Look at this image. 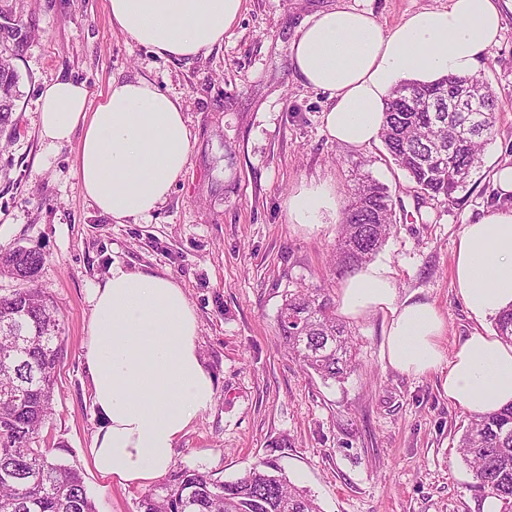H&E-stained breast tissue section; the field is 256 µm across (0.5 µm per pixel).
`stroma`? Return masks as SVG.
Masks as SVG:
<instances>
[{
  "mask_svg": "<svg viewBox=\"0 0 512 512\" xmlns=\"http://www.w3.org/2000/svg\"><path fill=\"white\" fill-rule=\"evenodd\" d=\"M9 2L34 33L16 62L18 131L0 135V248L35 247L45 257L36 285L65 328L48 433L58 456L82 472L96 512H137L144 493L90 464L101 419L85 326L89 297L115 264L171 276L197 315L215 399L177 441L174 463L230 481L273 457L323 512H483L485 495L458 450L470 414L448 400L438 374L386 366L382 314L353 321L359 366L340 385L305 373L275 324L289 282L338 293L337 227L356 176L366 173L395 204L396 228L376 259L392 268L400 297L438 308L447 348L476 326L493 332V320L476 323L456 292L454 252L465 224L501 208L493 174L512 165V12L478 67L504 105L482 162L453 202L420 206L382 143L357 148L331 137L322 121L328 96L298 78L289 48L301 22L320 10H365L389 31L448 0H243L223 44L190 61L128 41L107 0ZM60 77L85 83L94 102L115 78L146 79L182 102L190 161L148 220L118 224L101 215L80 188L78 141L53 148L42 140L37 99ZM310 184L335 188L339 204L311 229L288 216L289 196ZM277 438L287 447H271Z\"/></svg>",
  "mask_w": 512,
  "mask_h": 512,
  "instance_id": "35a3bbf8",
  "label": "stroma"
}]
</instances>
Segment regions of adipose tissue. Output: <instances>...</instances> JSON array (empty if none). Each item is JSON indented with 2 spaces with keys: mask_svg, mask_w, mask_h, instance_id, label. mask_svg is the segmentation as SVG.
Returning a JSON list of instances; mask_svg holds the SVG:
<instances>
[{
  "mask_svg": "<svg viewBox=\"0 0 512 512\" xmlns=\"http://www.w3.org/2000/svg\"><path fill=\"white\" fill-rule=\"evenodd\" d=\"M243 0H108L113 27L162 58L194 59L222 44ZM512 0H448L383 31L348 7L308 16L290 45L303 82L328 93L323 114L339 143L379 140L396 81L472 74L497 43ZM39 131L49 146L79 138L76 171L93 206L112 220L146 219L168 199L190 157L192 131L179 99L144 79L112 80L90 105L85 85L44 86ZM336 197L323 185L288 199L293 223L314 227ZM455 287L477 321L512 305V209L465 225L454 255ZM85 327L92 404L103 424L89 450L95 470L123 486L164 475L177 440L209 409L215 390L197 345L198 320L181 286L166 275L113 265L94 288ZM339 311L349 319L383 312V360L416 376L437 373L449 401L480 416L512 405V344L476 330L446 352L444 317L428 301L399 299L388 265L370 263L346 279Z\"/></svg>",
  "mask_w": 512,
  "mask_h": 512,
  "instance_id": "1",
  "label": "adipose tissue"
}]
</instances>
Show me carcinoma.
Segmentation results:
<instances>
[{"instance_id": "carcinoma-1", "label": "carcinoma", "mask_w": 512, "mask_h": 512, "mask_svg": "<svg viewBox=\"0 0 512 512\" xmlns=\"http://www.w3.org/2000/svg\"><path fill=\"white\" fill-rule=\"evenodd\" d=\"M28 43L26 27L0 4V130L15 126L19 75L14 60ZM467 94L484 111L470 122L448 111V96ZM502 104L482 76L405 80L386 103L381 142L412 183L417 201L443 198L465 186L492 137ZM393 200L384 185L362 176L351 189L336 241V265L353 272L370 262L392 234ZM44 263L36 248L0 249V275L31 283ZM276 326L283 346L307 371L341 383L358 365L352 329L336 315L330 290L295 282L282 294ZM495 332L512 342V305L495 317ZM63 354L62 320L37 288L0 294V512H96L82 473L52 455L43 431ZM459 448L478 487L512 512V406L471 419ZM139 512H322L276 461L252 464L233 481L178 465L144 494Z\"/></svg>"}]
</instances>
